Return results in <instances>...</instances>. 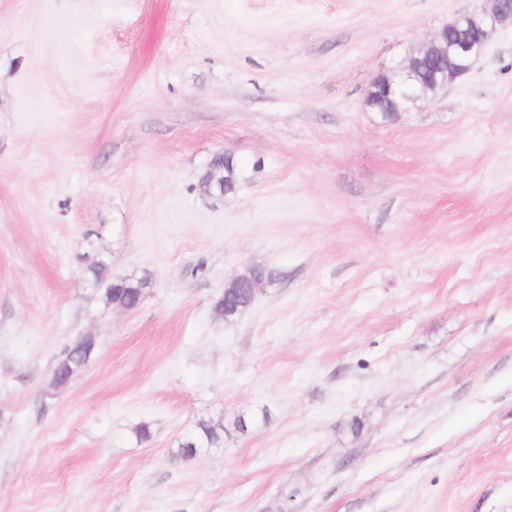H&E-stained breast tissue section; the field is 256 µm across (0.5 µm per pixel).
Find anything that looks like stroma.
<instances>
[{
	"instance_id": "35a3bbf8",
	"label": "stroma",
	"mask_w": 512,
	"mask_h": 512,
	"mask_svg": "<svg viewBox=\"0 0 512 512\" xmlns=\"http://www.w3.org/2000/svg\"><path fill=\"white\" fill-rule=\"evenodd\" d=\"M475 4L0 0V512H512V29L363 103ZM242 288H247L246 274L234 276L224 283V298L220 297L214 305L215 312L224 316V308L231 306ZM146 287L147 281L144 278L133 276L111 277L109 286L105 290L104 300L106 303L131 309L138 305L142 291ZM94 349L95 345L90 339H85L79 345H74L70 348L66 353L65 359L56 369L57 379L63 381L68 377L72 378L75 376L86 364ZM221 432L224 434V425L200 420L192 432L178 441L173 457L188 460L197 454L199 448L217 446L221 441Z\"/></svg>"
}]
</instances>
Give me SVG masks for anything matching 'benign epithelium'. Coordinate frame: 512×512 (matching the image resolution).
<instances>
[{"label":"benign epithelium","instance_id":"7a95c632","mask_svg":"<svg viewBox=\"0 0 512 512\" xmlns=\"http://www.w3.org/2000/svg\"><path fill=\"white\" fill-rule=\"evenodd\" d=\"M479 12L463 11L434 33L430 42L403 63L381 74L367 91L364 105L373 112L391 116L409 112L428 93L443 89L469 71L490 43L508 25L512 26V0H489ZM246 275L224 283V306L232 305Z\"/></svg>","mask_w":512,"mask_h":512}]
</instances>
